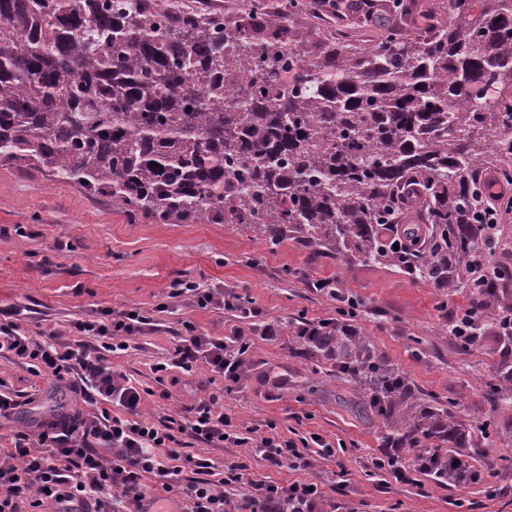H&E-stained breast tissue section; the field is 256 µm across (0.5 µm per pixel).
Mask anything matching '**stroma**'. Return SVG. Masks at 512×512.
<instances>
[{
	"label": "stroma",
	"mask_w": 512,
	"mask_h": 512,
	"mask_svg": "<svg viewBox=\"0 0 512 512\" xmlns=\"http://www.w3.org/2000/svg\"><path fill=\"white\" fill-rule=\"evenodd\" d=\"M394 10L376 0L374 21L341 0L338 14H325L317 32L344 35L376 45L382 28L401 35L426 34L446 20L445 0H404ZM333 279L356 297L355 320L376 356L406 376L423 405L453 404L468 427L493 420L501 438L494 446L512 456V415L482 405L480 389L496 377L493 332H484L468 353L449 336L454 312L469 304L467 291L449 296L400 270L337 261L314 253L294 238L269 246L251 230L224 224H160L131 219L117 202L87 194L29 167L0 164V326L15 323L38 340L76 344L75 322L101 312L136 310L145 318L127 350L107 352L114 370L144 389L146 417L162 421L185 416L200 400L215 397L216 410L246 428L298 439L322 436L330 457L310 453L309 469L263 471L269 481L300 478L323 482L327 512H512V470H496L481 482L444 487L427 477L394 483L373 465L394 424L364 404L358 382L340 372L323 352L294 337L305 321L330 319L336 305L312 288ZM231 292L244 311L196 306L190 295L172 297L174 282ZM17 316H8V309ZM280 327L275 341L261 340L266 324ZM216 338L241 333L253 344L245 375L233 386L198 368L187 373L169 366L187 326ZM283 374L288 389L271 391L267 375ZM0 391L17 396L16 413L0 420V448L16 434L36 430L48 417L54 397L68 407L82 401L54 377L9 359L0 350ZM498 489L489 498L488 489Z\"/></svg>",
	"instance_id": "35a3bbf8"
}]
</instances>
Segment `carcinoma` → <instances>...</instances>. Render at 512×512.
I'll return each instance as SVG.
<instances>
[{
    "mask_svg": "<svg viewBox=\"0 0 512 512\" xmlns=\"http://www.w3.org/2000/svg\"><path fill=\"white\" fill-rule=\"evenodd\" d=\"M308 0H236L226 13L152 0H0V163L26 165L136 218L234 224L271 246L290 230L336 258L387 265L483 308L479 332L512 313V264L475 261L499 237L479 221V170L512 182V0H448L425 38L386 35L307 53L280 49ZM466 106L453 110L457 97ZM422 204L394 249L383 230ZM493 411L512 410V335L498 337ZM420 398L410 385L376 397L387 419ZM408 448L469 443L451 409L406 415Z\"/></svg>",
    "mask_w": 512,
    "mask_h": 512,
    "instance_id": "cac0c4a2",
    "label": "carcinoma"
}]
</instances>
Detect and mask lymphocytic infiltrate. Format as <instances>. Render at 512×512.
<instances>
[{"mask_svg":"<svg viewBox=\"0 0 512 512\" xmlns=\"http://www.w3.org/2000/svg\"><path fill=\"white\" fill-rule=\"evenodd\" d=\"M316 290L336 303L334 318L295 330L303 343L324 349L331 336L360 338L350 321L356 300L334 281L319 279ZM142 317L134 310H110L104 321L77 322L78 332L115 341L127 347ZM251 343L236 335L215 339L188 329L175 350L174 364L183 370L206 365L236 383ZM15 361L36 363L57 381L70 384L90 410L57 419L33 434H17L12 447L0 452V512H324L326 493L321 484L296 480L277 485L232 464L218 481H210L209 460L181 457L180 435L211 448L249 445L252 455L267 468L304 470L311 462L293 439L270 433L250 440L211 402L200 401L191 418L168 419L157 425L142 414L140 389L130 385L100 354L84 344L41 342L16 327L0 329V349ZM380 463L395 481L412 475L430 477L441 485L460 484L452 457L438 448H386ZM194 476L181 479L183 465Z\"/></svg>","mask_w":512,"mask_h":512,"instance_id":"f902f5d3","label":"lymphocytic infiltrate"}]
</instances>
